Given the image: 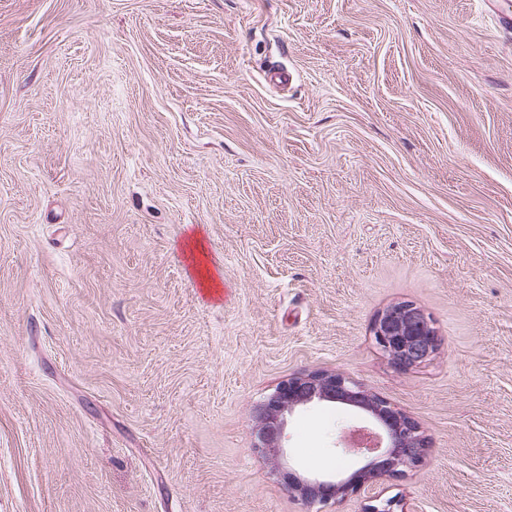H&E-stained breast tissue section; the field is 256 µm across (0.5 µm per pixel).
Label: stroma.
<instances>
[{
    "label": "stroma",
    "instance_id": "1",
    "mask_svg": "<svg viewBox=\"0 0 512 512\" xmlns=\"http://www.w3.org/2000/svg\"><path fill=\"white\" fill-rule=\"evenodd\" d=\"M401 302L441 340L407 372L371 334ZM318 370L428 441L382 499L512 512V30L479 0H0V512H305L250 411ZM351 417L296 412L287 461L350 474Z\"/></svg>",
    "mask_w": 512,
    "mask_h": 512
}]
</instances>
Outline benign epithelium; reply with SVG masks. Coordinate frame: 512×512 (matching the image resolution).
Instances as JSON below:
<instances>
[{
    "label": "benign epithelium",
    "mask_w": 512,
    "mask_h": 512,
    "mask_svg": "<svg viewBox=\"0 0 512 512\" xmlns=\"http://www.w3.org/2000/svg\"><path fill=\"white\" fill-rule=\"evenodd\" d=\"M371 333L380 351L402 370L430 360L439 343L431 318L410 302L398 303L378 314ZM323 404L343 405L358 415V419L342 429L337 445L342 453L363 461L364 465L340 480L316 474L300 476L277 465V475L307 509L324 506L361 489H372L378 480L398 477L424 457L425 438L410 417L370 394L354 379L326 372L291 377L254 405L258 451L275 460L283 457L282 440L288 418L298 410Z\"/></svg>",
    "instance_id": "obj_1"
}]
</instances>
